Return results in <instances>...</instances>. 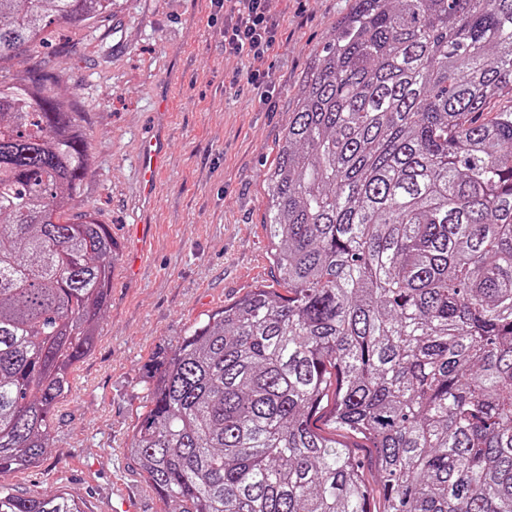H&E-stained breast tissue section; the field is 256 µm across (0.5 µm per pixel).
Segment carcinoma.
I'll use <instances>...</instances> for the list:
<instances>
[{
	"mask_svg": "<svg viewBox=\"0 0 512 512\" xmlns=\"http://www.w3.org/2000/svg\"><path fill=\"white\" fill-rule=\"evenodd\" d=\"M114 0H0V474L47 456L119 245L72 211V100L13 59ZM496 98L507 105L486 111ZM277 287L208 316L153 376L129 455L174 512H512V0H353L267 173ZM0 512H82L0 489ZM333 403L334 395L332 392H329L328 397H325L322 402L319 414L312 418V422L315 423L322 434L328 437L336 438V441L349 447L357 459L363 461V479L372 489L376 509L382 510L383 500L378 492L375 472L373 468V448H368L370 447V443L367 440L362 439L359 435L334 427L330 421V411L333 407Z\"/></svg>",
	"mask_w": 512,
	"mask_h": 512,
	"instance_id": "cac0c4a2",
	"label": "carcinoma"
}]
</instances>
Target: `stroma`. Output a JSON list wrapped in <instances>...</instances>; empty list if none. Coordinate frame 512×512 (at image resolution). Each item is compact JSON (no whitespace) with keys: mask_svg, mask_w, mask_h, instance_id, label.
Returning a JSON list of instances; mask_svg holds the SVG:
<instances>
[{"mask_svg":"<svg viewBox=\"0 0 512 512\" xmlns=\"http://www.w3.org/2000/svg\"><path fill=\"white\" fill-rule=\"evenodd\" d=\"M283 24L265 57L266 94L246 79L248 62L224 52L222 0H116L101 29L57 26L68 55L41 49L12 61H41L75 101L93 156L79 211L111 225L121 256L92 352L76 364L57 406L40 466L0 475L13 494L66 493L84 512H112V492L138 512H171L127 448L148 395L147 370L190 328L250 290L272 285L265 175L292 118L314 56L350 0H271ZM164 126L166 163L149 205L134 197L144 132ZM333 397L313 421L349 447L375 485L367 440L335 428Z\"/></svg>","mask_w":512,"mask_h":512,"instance_id":"35a3bbf8","label":"stroma"}]
</instances>
